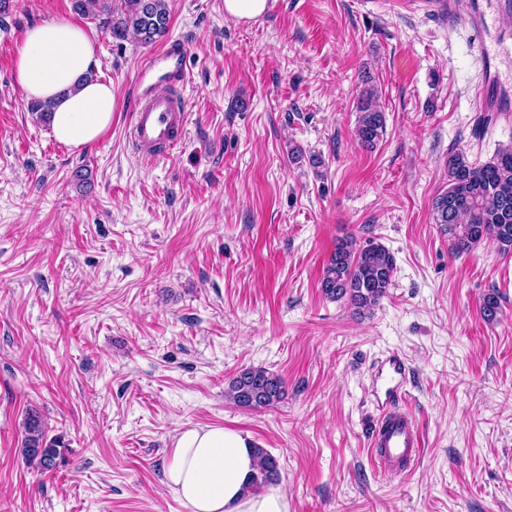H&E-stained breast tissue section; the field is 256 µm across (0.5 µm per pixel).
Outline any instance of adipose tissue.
<instances>
[{"mask_svg": "<svg viewBox=\"0 0 512 512\" xmlns=\"http://www.w3.org/2000/svg\"><path fill=\"white\" fill-rule=\"evenodd\" d=\"M97 40L80 24L49 20L29 27L18 50L14 79L27 99L53 104L52 132L79 148L112 124L117 99L111 84L87 79ZM254 445L243 432L224 426L179 430L164 477L189 512H288L279 489L253 492Z\"/></svg>", "mask_w": 512, "mask_h": 512, "instance_id": "1", "label": "adipose tissue"}]
</instances>
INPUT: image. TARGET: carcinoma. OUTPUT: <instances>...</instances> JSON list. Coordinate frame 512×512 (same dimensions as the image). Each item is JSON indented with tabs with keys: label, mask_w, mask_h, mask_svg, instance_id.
<instances>
[{
	"label": "carcinoma",
	"mask_w": 512,
	"mask_h": 512,
	"mask_svg": "<svg viewBox=\"0 0 512 512\" xmlns=\"http://www.w3.org/2000/svg\"><path fill=\"white\" fill-rule=\"evenodd\" d=\"M73 11L93 20L112 39H134L153 45L169 32L168 0H71ZM356 135L359 143L371 149L386 130L385 113L377 104L374 88L368 87L358 97ZM433 223L448 235L451 249L471 251L492 241L499 251L512 253V145L498 151L483 164L471 163L461 152L448 155V189L431 204ZM396 264L393 255L374 242L356 246L353 238L340 240L324 268L321 288L333 300H345L354 314L363 317L385 297L393 285ZM500 312V299L487 295L481 316L492 322ZM285 394L282 378L262 367H251L233 377L224 396L233 405L249 410L267 408ZM23 457L29 464L44 469L56 466L65 444L59 437H48L41 417L28 412L23 422ZM257 472L251 488L257 490L278 479L279 461L265 448L254 447Z\"/></svg>",
	"instance_id": "obj_1"
}]
</instances>
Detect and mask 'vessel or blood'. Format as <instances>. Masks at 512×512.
<instances>
[{
	"instance_id": "vessel-or-blood-1",
	"label": "vessel or blood",
	"mask_w": 512,
	"mask_h": 512,
	"mask_svg": "<svg viewBox=\"0 0 512 512\" xmlns=\"http://www.w3.org/2000/svg\"><path fill=\"white\" fill-rule=\"evenodd\" d=\"M449 29L469 24L479 40L477 50L482 61V80L476 94L473 128L487 130L498 120L512 117V79L499 66L501 55L512 53L502 40H486V16L482 4H474L468 16H461L458 0H420ZM187 49L181 40H173L145 57L138 73V97L134 108L131 140L139 152L175 148L185 125V101L181 90L189 82ZM398 387H391L386 403L371 436L372 455L382 472L402 473L423 446L421 431L400 405Z\"/></svg>"
}]
</instances>
